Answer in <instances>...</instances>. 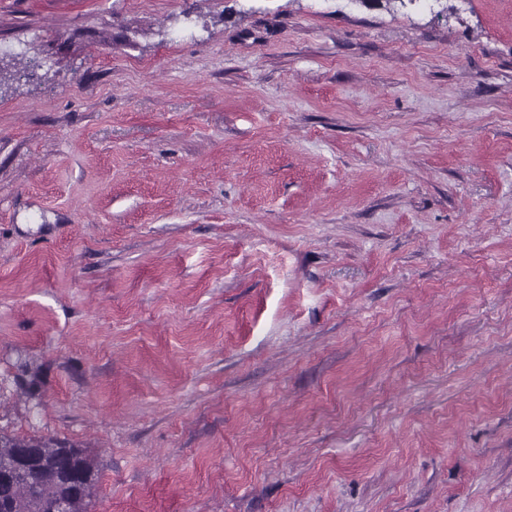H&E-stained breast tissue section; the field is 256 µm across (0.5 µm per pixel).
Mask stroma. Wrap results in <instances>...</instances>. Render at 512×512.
I'll return each mask as SVG.
<instances>
[{"label": "stroma", "mask_w": 512, "mask_h": 512, "mask_svg": "<svg viewBox=\"0 0 512 512\" xmlns=\"http://www.w3.org/2000/svg\"><path fill=\"white\" fill-rule=\"evenodd\" d=\"M0 435L86 512H512V0H0ZM37 448L32 482L21 476L0 480V512H86V499L99 478L96 464L79 448L52 439H16L0 435V472L12 464L15 448ZM66 505V507H65Z\"/></svg>", "instance_id": "35a3bbf8"}]
</instances>
